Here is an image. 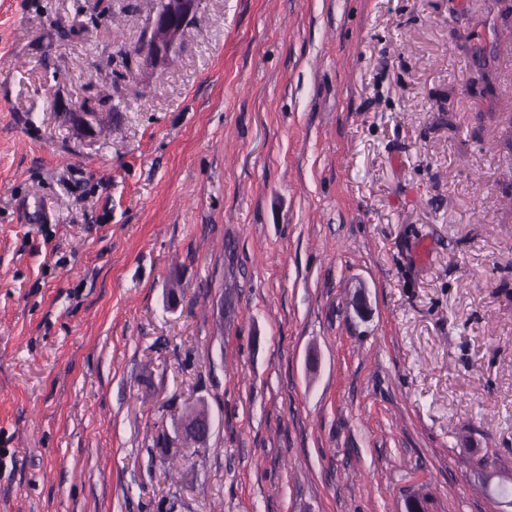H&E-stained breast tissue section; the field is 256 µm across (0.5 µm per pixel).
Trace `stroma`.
<instances>
[{"instance_id":"obj_1","label":"stroma","mask_w":512,"mask_h":512,"mask_svg":"<svg viewBox=\"0 0 512 512\" xmlns=\"http://www.w3.org/2000/svg\"><path fill=\"white\" fill-rule=\"evenodd\" d=\"M138 2L0 0V512H512L506 4ZM198 0H162L149 25L150 40L144 42L134 52L139 55L148 47V56L144 59L147 67L157 69L168 65L178 46V39L188 21L192 20L198 10ZM152 51V52H151ZM211 418L207 408L200 403L185 416L181 423V434L197 443L205 442L211 430Z\"/></svg>"}]
</instances>
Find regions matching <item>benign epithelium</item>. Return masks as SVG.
Wrapping results in <instances>:
<instances>
[{"instance_id":"1","label":"benign epithelium","mask_w":512,"mask_h":512,"mask_svg":"<svg viewBox=\"0 0 512 512\" xmlns=\"http://www.w3.org/2000/svg\"><path fill=\"white\" fill-rule=\"evenodd\" d=\"M199 0H162L149 25L152 52L146 56L147 67L157 69L168 65L178 46V39L188 21L198 10ZM211 418L207 408L200 403L185 416L181 434L197 443L205 442L210 434Z\"/></svg>"}]
</instances>
